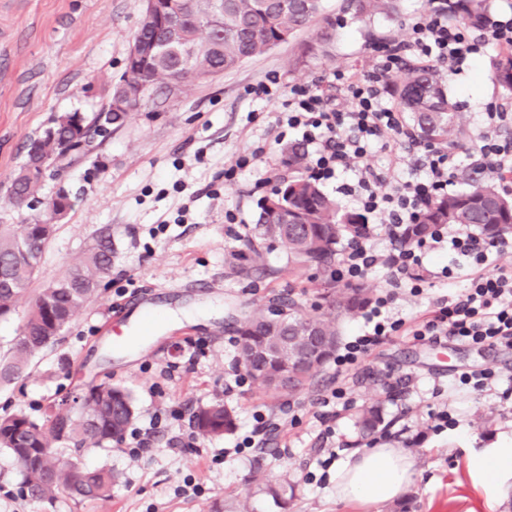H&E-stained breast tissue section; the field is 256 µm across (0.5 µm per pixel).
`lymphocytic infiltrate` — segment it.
Listing matches in <instances>:
<instances>
[{
	"instance_id": "obj_1",
	"label": "lymphocytic infiltrate",
	"mask_w": 512,
	"mask_h": 512,
	"mask_svg": "<svg viewBox=\"0 0 512 512\" xmlns=\"http://www.w3.org/2000/svg\"><path fill=\"white\" fill-rule=\"evenodd\" d=\"M491 44L512 46V15L486 14L473 31L449 20L448 0H428L409 38L378 48L369 71L360 76L334 73L329 82L336 91L332 97L317 82L292 87L287 111L276 118L277 125L298 131L302 142L313 146L312 177L339 179L340 192L351 197L360 214L370 220L345 248L337 279L353 283L375 268L388 274L385 290L366 314V331L343 345L336 357L338 367H357L375 347L400 334L431 343L453 340L512 347V267L493 258L494 253L512 247V242L483 244L467 229L444 224L428 238L401 246L409 225L417 223L432 200L447 195L453 186V156L445 148L423 146L387 103L389 77L408 59L431 62L456 74ZM485 121L486 130L473 147L480 166L498 174L511 173L512 140L500 137L498 131L512 124V113L490 111ZM394 144L419 153L422 176L397 180L366 163L371 146L386 149ZM381 230L394 241L393 249L379 247ZM447 252L471 261L474 273L467 287L452 298L440 299L432 317L410 324L393 315L391 307L400 294H421L424 283L436 274L426 267V257Z\"/></svg>"
}]
</instances>
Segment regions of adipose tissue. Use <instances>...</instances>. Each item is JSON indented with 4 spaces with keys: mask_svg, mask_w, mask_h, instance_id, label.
<instances>
[{
    "mask_svg": "<svg viewBox=\"0 0 512 512\" xmlns=\"http://www.w3.org/2000/svg\"><path fill=\"white\" fill-rule=\"evenodd\" d=\"M409 455L394 448H369L349 455L336 470V496L344 501L377 503L399 496L412 476ZM472 472L505 482L512 479V437L481 449L470 460Z\"/></svg>",
    "mask_w": 512,
    "mask_h": 512,
    "instance_id": "ef3b65f1",
    "label": "adipose tissue"
}]
</instances>
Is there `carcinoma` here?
I'll list each match as a JSON object with an SVG mask.
<instances>
[{
    "label": "carcinoma",
    "instance_id": "carcinoma-1",
    "mask_svg": "<svg viewBox=\"0 0 512 512\" xmlns=\"http://www.w3.org/2000/svg\"><path fill=\"white\" fill-rule=\"evenodd\" d=\"M163 15H142L134 40L153 43L154 53L125 69L113 84L103 108L112 112V130L121 128L130 113L161 94H181L189 87L238 68L245 60L286 43L307 30L315 18L319 26L307 44V54L327 57L336 40L337 20L321 14V0H171ZM448 16L474 26L488 11L487 0H450ZM340 9L358 18L393 17L398 0H343ZM489 80L505 97H512V48L491 59ZM139 87L142 95L127 101L126 109L111 111L127 88ZM395 108L408 115L429 141L459 146L465 129L457 105L448 99L446 81L433 67L411 65L394 85ZM101 113L83 114L81 138L66 146L36 135L26 145V161L14 174L11 203L36 201L42 180L25 175L29 160L38 157L61 169L91 151L100 132ZM293 175L280 180L258 202L255 234L243 248L230 254L238 273L250 277L262 272L258 265L268 241L287 252L292 270H318L326 278L314 313L304 310L292 292L280 294L269 305L286 310L287 325L269 323L265 310L232 322L237 363L260 390L271 395H291L313 384L323 367L336 356L343 318L365 308L372 299L360 284L336 287L334 267L343 244L362 230V217L346 212L306 172V152L300 145L288 148L286 159ZM509 178L467 176V188L437 198L416 224L410 225L405 242L427 237L437 224H463L495 241L512 234V193L502 191ZM55 231L54 218L35 217L16 229L0 224V272L10 286L0 288V318L16 312L39 274L42 252ZM112 267V240L101 236L86 256L61 277L44 283L34 296L18 336L0 357V385H9L28 368L31 359L52 346L90 300ZM56 404L55 420L45 429L22 411L0 415V450L8 452L22 474V491L32 500L49 503L60 497L71 500L112 496L119 476L110 469L85 470L78 454L104 448L123 439L134 417L130 393L117 385L100 383L87 389L74 414ZM191 422L202 437L219 436L236 426L235 411L216 401L192 409ZM384 424L383 405L376 400L361 407L357 425L362 435L374 436ZM53 442L72 446L66 456L50 450Z\"/></svg>",
    "mask_w": 512,
    "mask_h": 512
}]
</instances>
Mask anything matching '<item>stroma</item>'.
I'll use <instances>...</instances> for the list:
<instances>
[{
	"label": "stroma",
	"mask_w": 512,
	"mask_h": 512,
	"mask_svg": "<svg viewBox=\"0 0 512 512\" xmlns=\"http://www.w3.org/2000/svg\"><path fill=\"white\" fill-rule=\"evenodd\" d=\"M427 0H399V17L344 18L326 58L302 57L301 39L275 47L194 86L131 113L93 153L46 173L35 209L9 202L12 176L29 137L62 112H96L124 70L144 0H0V224L47 216L58 190L72 208L45 248L40 280L79 262L100 234L112 237V271L60 342L11 385L0 387V413L24 411L46 422V408L109 381L134 400V428L155 425L149 447L129 456L125 443L85 453L82 466L106 468L120 480L106 500L66 498L48 505L21 496L20 469L0 451V512H512V481L494 491L476 478L472 450L512 435V350L423 343L396 336L376 347L345 378L351 400L334 413L322 397L336 379L328 366L312 388L275 400L253 384L237 386L236 350L224 326L293 287L313 304L320 279L288 271L279 247L265 249L264 278L238 277L227 261L250 235L258 200L286 176L275 119L290 87L330 73H365L377 47L407 38ZM489 56L447 74L448 96L470 135L488 107L512 113L486 77ZM272 85L273 101L251 89ZM255 156L237 169L241 157ZM434 281L423 294L401 295L399 316L428 313L464 285ZM489 367L500 379L478 392L459 376ZM383 403L387 427L374 446L411 455L409 485L394 500L337 499L332 477L347 456L364 450L355 426L361 405ZM221 401L237 414L235 429L199 436L190 409ZM448 412L447 428L434 418ZM276 423L263 447L232 454L255 415ZM193 480L200 495L179 488ZM293 492L273 498L269 486Z\"/></svg>",
	"instance_id": "35a3bbf8"
}]
</instances>
